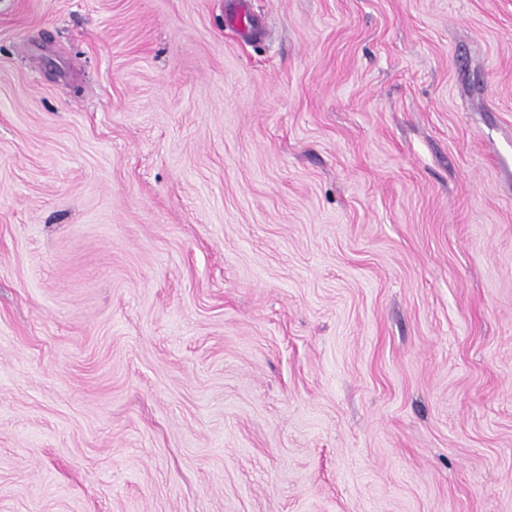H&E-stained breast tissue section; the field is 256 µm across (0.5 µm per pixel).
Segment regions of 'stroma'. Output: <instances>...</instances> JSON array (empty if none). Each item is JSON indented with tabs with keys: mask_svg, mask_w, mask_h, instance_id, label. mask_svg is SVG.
<instances>
[{
	"mask_svg": "<svg viewBox=\"0 0 512 512\" xmlns=\"http://www.w3.org/2000/svg\"><path fill=\"white\" fill-rule=\"evenodd\" d=\"M0 0V512H512V0Z\"/></svg>",
	"mask_w": 512,
	"mask_h": 512,
	"instance_id": "obj_1",
	"label": "stroma"
}]
</instances>
